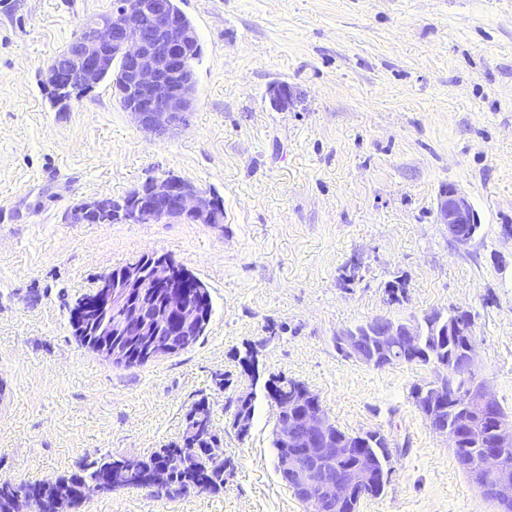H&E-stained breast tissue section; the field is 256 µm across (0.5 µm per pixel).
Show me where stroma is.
Instances as JSON below:
<instances>
[{
    "mask_svg": "<svg viewBox=\"0 0 512 512\" xmlns=\"http://www.w3.org/2000/svg\"><path fill=\"white\" fill-rule=\"evenodd\" d=\"M202 59L186 126L154 136L102 83L52 108L42 72L112 0H0V480H52L100 454L180 442L208 398L231 473L221 494L91 495L82 512H303L275 469L264 394L246 438L224 410L261 378L317 394L336 425L383 433L392 475L359 512H496L411 396L431 367L339 355L367 320L471 311L480 375L512 413V0H183ZM285 82L292 107L274 109ZM176 176L219 196L220 224H75L79 200ZM481 228L459 248L442 188ZM167 254L204 281L213 312L191 348L117 367L75 339L69 304L112 269ZM362 265L343 282L352 258ZM406 288L390 298L388 286ZM437 216L440 224H447L448 236L459 248H467L477 236L479 216L469 196L455 185L440 192ZM358 336L359 334L349 327L341 329L336 333L337 343L339 344L342 353L347 357V359H352L356 362L374 366V361L368 358L364 353L361 347L362 343ZM378 363L380 364L374 367H385L383 365L384 361Z\"/></svg>",
    "mask_w": 512,
    "mask_h": 512,
    "instance_id": "1",
    "label": "stroma"
}]
</instances>
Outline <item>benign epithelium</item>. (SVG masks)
<instances>
[{"label":"benign epithelium","mask_w":512,"mask_h":512,"mask_svg":"<svg viewBox=\"0 0 512 512\" xmlns=\"http://www.w3.org/2000/svg\"><path fill=\"white\" fill-rule=\"evenodd\" d=\"M169 0H122L121 6L103 19L83 24L66 51L64 58H54L43 72V84L48 88L66 86L78 91L96 85L106 61V50L118 47L126 61L131 84L137 99L128 108L139 126L164 134L186 124L190 111V90L194 80L186 61L193 47V32L169 11ZM150 21L141 23L143 15ZM271 104L286 110L293 103L291 87L286 82L272 87ZM144 203L126 215L132 223L163 220L175 216L190 218L200 224H221L222 204L213 194L191 186L183 180L170 177L150 181L140 189ZM107 210L106 198L80 201L70 218L82 221L101 215ZM440 223L448 226V236L460 248H467L477 236L479 216L469 196L454 185L444 188L437 203ZM182 275L165 255L153 256L146 268L134 265L126 272V281L135 288H166L163 303L156 308L135 309L124 300V290L112 278L104 276L95 290V300L84 307L86 317L75 320L74 333L91 336V345L107 361L123 363L130 356L129 343L153 346L154 338L162 333L169 340L187 347L193 340L194 329L201 313L186 301L179 280ZM470 311L455 308L448 316V330L468 337L466 356L458 371L466 379L462 391L464 402L483 413L492 412L498 404L496 395L486 380L479 376L476 344L472 328L465 327L457 316ZM380 340L385 352L404 345L411 350L422 335L421 321L402 320L394 323L378 319ZM342 353L349 359L374 365L361 347L358 333L344 328L336 333ZM448 377L441 369L434 377L417 387L416 406L424 412L430 429L455 446L459 434L478 435L481 425L472 411L451 407V421H442L429 411L437 403L448 400ZM282 421L277 435L282 447L290 449L288 457L280 461L279 476L287 484L294 498L315 510L341 505L361 498L367 485L366 466L354 469L341 465L345 457L344 445L336 449L322 448L329 436L333 421L310 390L302 397L292 394L278 405ZM512 446V418L506 416L496 423L493 437L484 446L481 468L472 473V481L480 496L490 493L499 504L512 503V465L503 461L497 449Z\"/></svg>","instance_id":"obj_1"}]
</instances>
